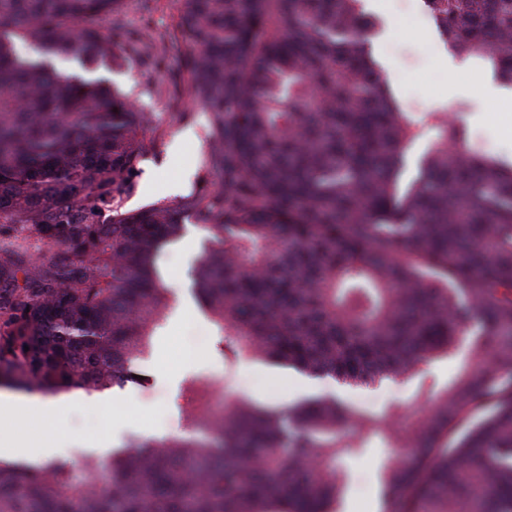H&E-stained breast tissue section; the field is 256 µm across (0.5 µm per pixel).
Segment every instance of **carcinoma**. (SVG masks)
<instances>
[{"label":"carcinoma","mask_w":512,"mask_h":512,"mask_svg":"<svg viewBox=\"0 0 512 512\" xmlns=\"http://www.w3.org/2000/svg\"><path fill=\"white\" fill-rule=\"evenodd\" d=\"M124 3L0 0V386L136 382L170 309L154 256L191 218L207 232L192 291L226 367L368 387L458 355L472 327L477 341L454 379L418 386L409 429L401 405L336 397L213 413L212 383L193 380L184 418L215 444L131 439L85 457L83 480L68 461L0 460V512H334L344 462L367 448L385 451L383 512H512V164L469 147L443 110L403 182L421 128L372 57L363 0H184L179 92L207 112L211 180L125 210L145 113L103 78L16 52L149 60ZM425 3L455 54L512 88V0ZM435 139V132L430 126H424L422 135L419 139L410 144L407 148L409 166L405 173V178H411L415 173V163L418 158L432 145Z\"/></svg>","instance_id":"1"}]
</instances>
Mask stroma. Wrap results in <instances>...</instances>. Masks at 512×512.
Listing matches in <instances>:
<instances>
[{"mask_svg":"<svg viewBox=\"0 0 512 512\" xmlns=\"http://www.w3.org/2000/svg\"><path fill=\"white\" fill-rule=\"evenodd\" d=\"M150 4L153 9L148 12L142 0H125L122 22L126 30L144 41L164 44L159 60L151 64L136 57L104 73L133 101L137 111L151 118L144 137L152 145L139 165L133 189L118 197L127 209L161 199L174 202L202 188L207 153L206 112L176 94L187 78V43L172 36L183 0H151ZM365 8L377 22L372 55L401 110L420 121L426 113L464 106L472 143L512 161V136L496 120L500 105L481 92L488 76L486 66L471 61L458 70L449 69L446 57L438 50L442 37L424 0H366ZM205 239V231L191 222L179 241L161 251L158 262L166 272L171 310L152 354L137 365L143 381L113 388L120 408L104 410L75 403L59 419L34 425L37 439L56 445V458L106 457L111 448L122 446L133 433L154 440L194 436V429L181 423L180 408L184 387L196 378L217 379L214 403L218 406L244 398L283 409L305 398L328 394L362 412L401 405L405 409L403 422L408 425L420 416L413 402L418 385L434 378L447 381L460 368V359L453 358L421 368L411 378L373 387L345 386L329 378L310 379L304 387L293 371L252 361L238 363L232 375H225L222 360L211 349L216 329L191 291V271ZM382 457V449L372 448L350 462L346 491L350 512H381L377 471Z\"/></svg>","mask_w":512,"mask_h":512,"instance_id":"35a3bbf8","label":"stroma"}]
</instances>
